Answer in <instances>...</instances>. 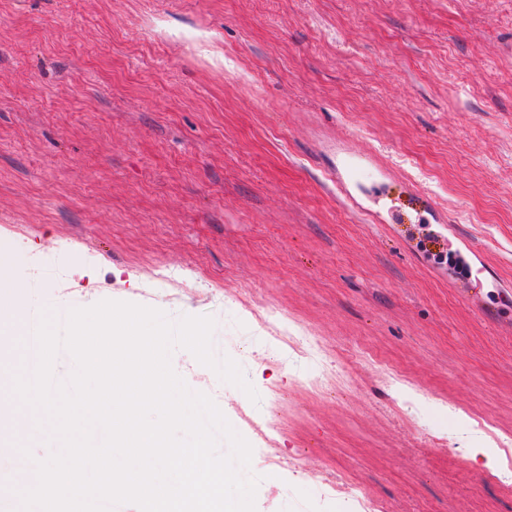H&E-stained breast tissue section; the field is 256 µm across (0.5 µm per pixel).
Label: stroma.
Segmentation results:
<instances>
[{
	"instance_id": "obj_1",
	"label": "stroma",
	"mask_w": 512,
	"mask_h": 512,
	"mask_svg": "<svg viewBox=\"0 0 512 512\" xmlns=\"http://www.w3.org/2000/svg\"><path fill=\"white\" fill-rule=\"evenodd\" d=\"M0 246L46 305L214 318L258 401L171 362L256 512H512V0H0ZM264 323L274 333V338L278 340L288 338V345H290V340L295 343L292 345L295 351L308 356L321 354V343L315 336H307L303 330L298 331L299 336H294L288 329L279 327L276 320H264Z\"/></svg>"
}]
</instances>
